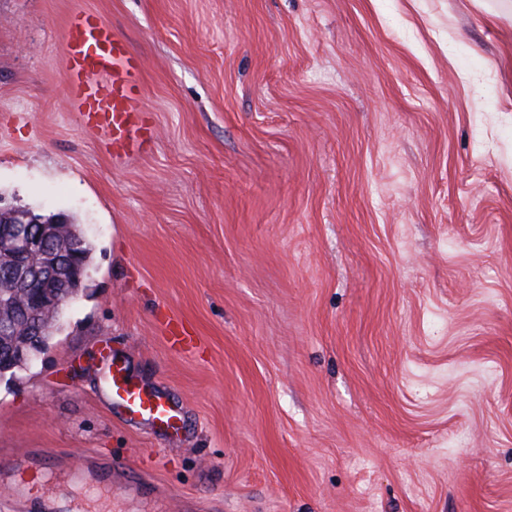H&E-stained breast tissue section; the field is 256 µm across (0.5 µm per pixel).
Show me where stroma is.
I'll use <instances>...</instances> for the list:
<instances>
[{
	"label": "stroma",
	"mask_w": 512,
	"mask_h": 512,
	"mask_svg": "<svg viewBox=\"0 0 512 512\" xmlns=\"http://www.w3.org/2000/svg\"><path fill=\"white\" fill-rule=\"evenodd\" d=\"M76 9L144 58L150 153L69 111ZM0 203L93 248L0 463L111 462L112 512H512L505 0H0ZM111 350L179 432L99 396Z\"/></svg>",
	"instance_id": "35a3bbf8"
}]
</instances>
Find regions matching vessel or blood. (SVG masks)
I'll use <instances>...</instances> for the list:
<instances>
[{
	"mask_svg": "<svg viewBox=\"0 0 512 512\" xmlns=\"http://www.w3.org/2000/svg\"><path fill=\"white\" fill-rule=\"evenodd\" d=\"M67 101L77 124L105 134L118 160L152 150L157 131L144 100V60L127 39L100 14L72 11L65 23ZM101 392L121 407L127 418L173 433L181 428L176 406L162 393L133 385L117 356L108 358ZM21 461L0 465V492L12 501L38 506L39 512H102L112 496V472L91 473L77 460L55 469L48 483L16 481L12 472Z\"/></svg>",
	"mask_w": 512,
	"mask_h": 512,
	"instance_id": "b4317fda",
	"label": "vessel or blood"
}]
</instances>
